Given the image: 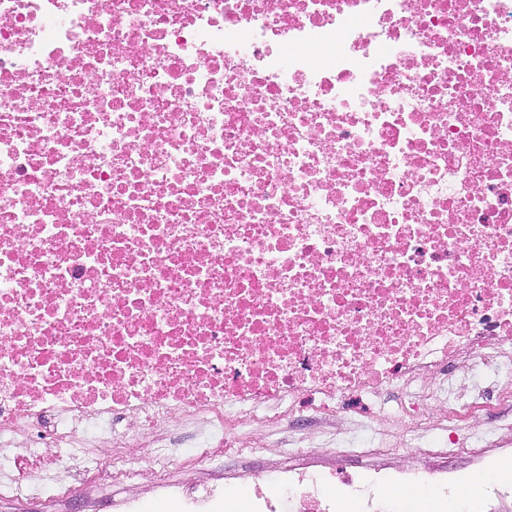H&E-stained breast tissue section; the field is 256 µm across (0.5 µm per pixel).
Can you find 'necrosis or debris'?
<instances>
[{"label":"necrosis or debris","mask_w":512,"mask_h":512,"mask_svg":"<svg viewBox=\"0 0 512 512\" xmlns=\"http://www.w3.org/2000/svg\"><path fill=\"white\" fill-rule=\"evenodd\" d=\"M505 366L512 0H0V503L512 512ZM394 392L381 466L345 415ZM283 409L336 429L205 473Z\"/></svg>","instance_id":"necrosis-or-debris-1"}]
</instances>
